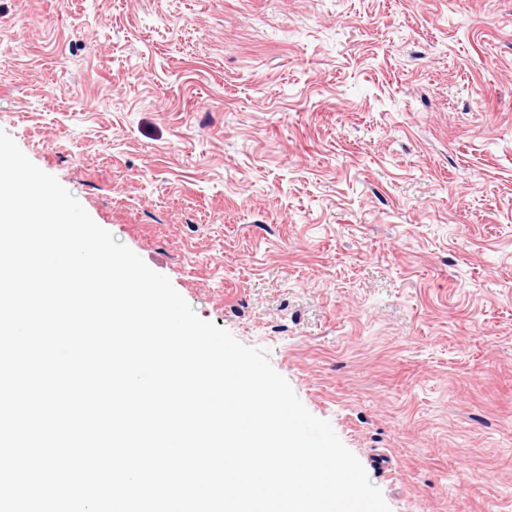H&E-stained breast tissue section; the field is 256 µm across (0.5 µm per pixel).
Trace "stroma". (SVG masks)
<instances>
[{"label":"stroma","mask_w":512,"mask_h":512,"mask_svg":"<svg viewBox=\"0 0 512 512\" xmlns=\"http://www.w3.org/2000/svg\"><path fill=\"white\" fill-rule=\"evenodd\" d=\"M0 130L391 512H512V0H0Z\"/></svg>","instance_id":"1"}]
</instances>
